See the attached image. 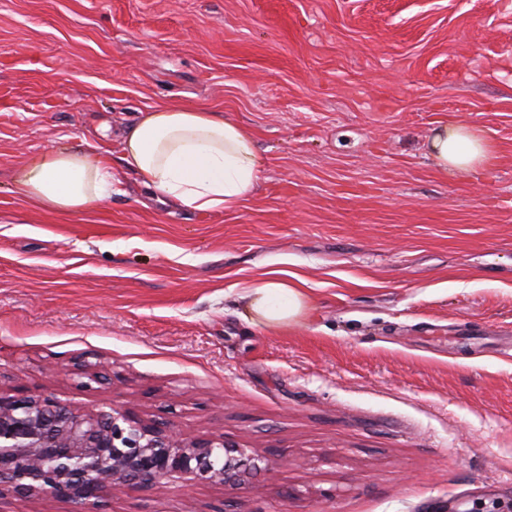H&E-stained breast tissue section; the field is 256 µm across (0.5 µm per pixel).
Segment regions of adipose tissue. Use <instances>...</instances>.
I'll return each instance as SVG.
<instances>
[{"label":"adipose tissue","mask_w":512,"mask_h":512,"mask_svg":"<svg viewBox=\"0 0 512 512\" xmlns=\"http://www.w3.org/2000/svg\"><path fill=\"white\" fill-rule=\"evenodd\" d=\"M443 169L470 172L489 163L494 144L465 122L444 126L431 142ZM123 160L139 185L163 204L197 211H230L253 195L266 166L252 132L202 106L163 104L144 113L124 136ZM112 168L101 155L58 150L28 163L20 174L28 201L44 210L92 212L112 191ZM254 325L290 328L314 300L297 275L270 272L247 295Z\"/></svg>","instance_id":"ef3b65f1"}]
</instances>
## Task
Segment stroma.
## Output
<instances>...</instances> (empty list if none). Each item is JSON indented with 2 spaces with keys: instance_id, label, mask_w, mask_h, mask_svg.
I'll list each match as a JSON object with an SVG mask.
<instances>
[{
  "instance_id": "1",
  "label": "stroma",
  "mask_w": 512,
  "mask_h": 512,
  "mask_svg": "<svg viewBox=\"0 0 512 512\" xmlns=\"http://www.w3.org/2000/svg\"><path fill=\"white\" fill-rule=\"evenodd\" d=\"M163 101L251 129V198L147 200L123 132ZM461 118L486 173L432 154ZM60 148L117 172L94 212L26 200ZM274 270L299 326L244 307ZM0 392L273 463L100 512H512V0H0ZM303 280L295 274L272 271L250 288L247 307L253 324L261 328H290L298 325L314 309V300Z\"/></svg>"
}]
</instances>
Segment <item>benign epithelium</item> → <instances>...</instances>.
Instances as JSON below:
<instances>
[{
	"label": "benign epithelium",
	"instance_id": "obj_1",
	"mask_svg": "<svg viewBox=\"0 0 512 512\" xmlns=\"http://www.w3.org/2000/svg\"><path fill=\"white\" fill-rule=\"evenodd\" d=\"M255 458L224 435L183 438L100 407L82 411L52 395L0 394V495L45 493L98 512L117 488L175 475L243 488Z\"/></svg>",
	"mask_w": 512,
	"mask_h": 512
}]
</instances>
